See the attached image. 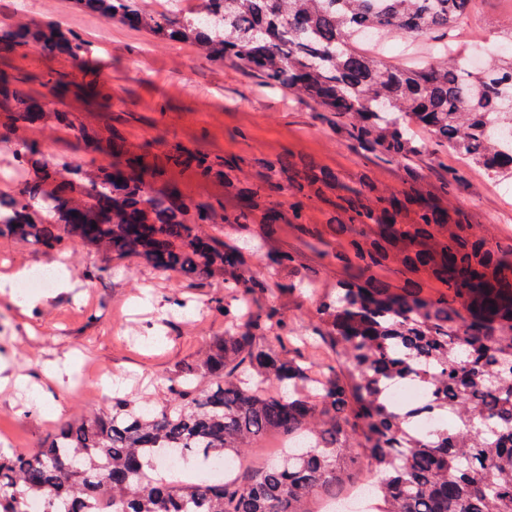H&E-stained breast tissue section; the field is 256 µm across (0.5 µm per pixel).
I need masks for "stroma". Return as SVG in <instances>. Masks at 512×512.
Segmentation results:
<instances>
[{"label":"stroma","instance_id":"obj_1","mask_svg":"<svg viewBox=\"0 0 512 512\" xmlns=\"http://www.w3.org/2000/svg\"><path fill=\"white\" fill-rule=\"evenodd\" d=\"M64 25L90 43L79 64L47 60L25 48H0V73L18 77L19 89L49 108L71 113L76 127L64 132L33 128L9 120L0 111V164L15 144L40 132L47 150L70 168L89 170L110 163L92 149L81 130L101 143L125 139L132 151L150 144L152 154L178 148L204 150L216 162L247 167L256 157L292 156L313 160L344 178L360 174L400 189L395 163H365L351 143L337 137L311 104L286 91H271L233 66L217 68L187 47L164 49L127 27L75 11L69 0H0V32L16 18ZM512 26V0H475L458 41L475 46L482 62L504 55L501 30ZM57 72L67 84L55 97L46 82ZM449 168L462 174L451 207L484 227L491 241L512 243V178H495L483 169L449 156ZM153 193L177 184L182 194L208 204L216 213L235 202L221 178H198L174 169L149 177ZM207 232L225 247L242 249L245 267L270 285L260 298L285 313L296 334L314 332L320 296L333 292L346 270L310 250L300 229L286 224H210ZM291 249L295 271H274L264 253ZM62 262L71 290L45 288L47 303L30 309L21 303L23 289L0 292V349L13 355L12 367L0 373V438L11 451H30L60 423L110 408L113 399L164 400L170 377L197 358L213 337L224 332V315L214 307L223 296L220 280L192 282L164 276L134 258H117L84 243L64 252H48L29 241L0 239V276L26 264L41 268ZM184 301L174 311L172 298ZM112 376L114 390L105 395L99 371Z\"/></svg>","mask_w":512,"mask_h":512}]
</instances>
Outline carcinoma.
I'll use <instances>...</instances> for the list:
<instances>
[{
  "mask_svg": "<svg viewBox=\"0 0 512 512\" xmlns=\"http://www.w3.org/2000/svg\"><path fill=\"white\" fill-rule=\"evenodd\" d=\"M473 0H197L189 14L162 13L142 0H72L80 13L120 22L157 45H189L211 65L227 62L286 88L329 114L336 135L362 158L400 163L401 191L369 177L355 185L312 162L255 160L250 181L237 165L214 169L201 153L177 149L165 164L224 177L235 199L224 223L243 227L281 218L275 193L296 198L288 223L303 225L309 202L336 190L339 249L319 230L306 245L347 268L336 294L317 307L334 364L317 372L296 355L266 344L284 328L281 313L257 303L267 281L244 271L241 251L202 230L214 220L206 204L171 186L155 195L145 173L116 160L61 180L62 164L37 141L17 144L11 167L22 170L20 199H0V238L35 241L60 251L70 241L136 258L166 276L220 278L224 335L169 380L165 404L149 412L125 400L66 422L28 453L0 452V512H23L27 498L46 512H307L317 492L345 481L364 448L375 474L371 501L380 512H512V246L476 234L466 216L440 206L460 176L440 166L439 191L411 182L433 167L436 152L411 131L429 132L494 177L512 176V57L476 69L448 51V30L464 22ZM374 31L437 46L421 64L386 62L360 47ZM6 47L46 59L80 60L89 45L54 26L14 25ZM0 103L16 123L45 118L41 102L0 78ZM49 185L55 190L47 191ZM297 255L267 257L293 269ZM397 261L443 290L426 296L377 271ZM467 316H462L461 311ZM411 382L426 397L403 403L394 386ZM438 423L425 430L424 416ZM270 432L295 445L278 463L259 462L222 484L146 478L152 455L201 449L237 460Z\"/></svg>",
  "mask_w": 512,
  "mask_h": 512,
  "instance_id": "carcinoma-1",
  "label": "carcinoma"
}]
</instances>
